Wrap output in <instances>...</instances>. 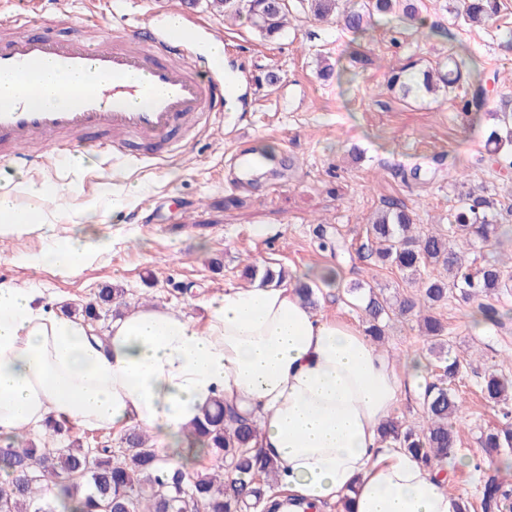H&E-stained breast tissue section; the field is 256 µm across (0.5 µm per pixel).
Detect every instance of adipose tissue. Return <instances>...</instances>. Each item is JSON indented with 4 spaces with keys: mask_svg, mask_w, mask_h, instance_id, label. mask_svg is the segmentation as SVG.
<instances>
[{
    "mask_svg": "<svg viewBox=\"0 0 512 512\" xmlns=\"http://www.w3.org/2000/svg\"><path fill=\"white\" fill-rule=\"evenodd\" d=\"M87 84L46 69L0 76V106L26 94L63 105ZM63 193L22 174L0 183V241L38 238L43 247L25 266L72 276L102 241L56 233L66 216L47 200ZM427 375L423 357L396 361L358 325L316 315L292 285L225 289L201 328L173 309L138 306L101 341L39 290L0 282V436L42 431L50 418L86 429L138 423L169 453L221 398L258 422L278 495L320 507L461 512L447 463L425 465L380 433Z\"/></svg>",
    "mask_w": 512,
    "mask_h": 512,
    "instance_id": "obj_1",
    "label": "adipose tissue"
}]
</instances>
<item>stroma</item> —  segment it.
Returning <instances> with one entry per match:
<instances>
[{"instance_id": "obj_1", "label": "stroma", "mask_w": 512, "mask_h": 512, "mask_svg": "<svg viewBox=\"0 0 512 512\" xmlns=\"http://www.w3.org/2000/svg\"><path fill=\"white\" fill-rule=\"evenodd\" d=\"M427 23L413 28L399 18L342 36L338 23L292 13L280 37L266 39L247 18H225L209 0H54L30 13L33 24L78 41L87 30L119 33L132 17L153 11L181 14L213 29L224 44V63L237 75L242 99L210 135L186 139L177 156L119 162L93 144L74 148L82 164L46 156L27 168L37 181L67 186L62 199L73 221L63 234L90 232L105 242L80 275L34 271L14 256L39 251L38 238L0 243V281L29 283L52 305L78 308L110 286L125 291L129 307L158 304L204 325L208 303L227 288H244L246 265L284 268L296 277L323 264L342 271L335 287L317 286L316 311L363 322L364 303L351 285L372 286L378 298L398 304L415 288L394 267L372 261L369 218L390 201L415 214L420 231L448 227L467 192L493 196L498 221L512 225V172L474 170L494 124L492 112L512 103V0H499L495 27L458 23V0H426ZM470 49L484 64L483 112L463 114L456 98L389 89L392 72L417 81L414 62L443 59ZM330 66L329 79L318 76ZM249 154L262 161L246 174L234 163ZM141 190L115 212L87 218L102 191L122 181ZM497 322L474 325L477 303L450 298L433 314L445 326V343L460 362L454 382L464 402L458 455L448 463V487L483 512L485 464L497 459L480 442L501 414L480 390L485 373L512 356V295L492 299ZM382 351L395 359L417 352L429 368L438 360L421 335L416 314L391 312Z\"/></svg>"}]
</instances>
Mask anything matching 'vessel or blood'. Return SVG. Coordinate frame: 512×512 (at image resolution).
<instances>
[{
    "instance_id": "1",
    "label": "vessel or blood",
    "mask_w": 512,
    "mask_h": 512,
    "mask_svg": "<svg viewBox=\"0 0 512 512\" xmlns=\"http://www.w3.org/2000/svg\"><path fill=\"white\" fill-rule=\"evenodd\" d=\"M15 35L0 37V74L35 72L49 65L62 75L88 74L98 83L64 106L36 107L29 97L0 107V170L37 163L36 143L54 147L55 135L108 133L112 154L125 155L131 140L158 141L178 128L209 129L237 100V82L209 58L190 22L172 28L145 16L98 46L48 33L30 34L25 11L9 15Z\"/></svg>"
}]
</instances>
